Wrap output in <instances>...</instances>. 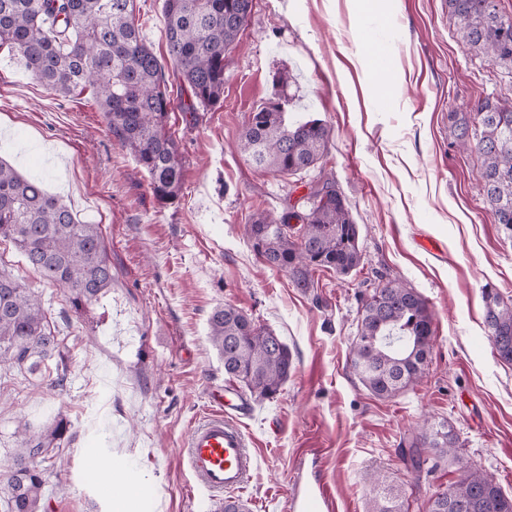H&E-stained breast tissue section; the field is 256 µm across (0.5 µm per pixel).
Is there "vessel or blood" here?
<instances>
[{"label": "vessel or blood", "mask_w": 512, "mask_h": 512, "mask_svg": "<svg viewBox=\"0 0 512 512\" xmlns=\"http://www.w3.org/2000/svg\"><path fill=\"white\" fill-rule=\"evenodd\" d=\"M212 408L193 423L183 443V455L196 483L211 498L244 490L259 460L238 424L253 406L230 388L213 391ZM290 512H334L335 504L320 479H298L289 496Z\"/></svg>", "instance_id": "1"}]
</instances>
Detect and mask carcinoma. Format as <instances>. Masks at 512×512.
I'll use <instances>...</instances> for the list:
<instances>
[{"mask_svg": "<svg viewBox=\"0 0 512 512\" xmlns=\"http://www.w3.org/2000/svg\"><path fill=\"white\" fill-rule=\"evenodd\" d=\"M253 0H164L166 47L174 74L190 94L186 112L224 100L226 54L252 11ZM135 0H0V48L19 55L26 70L58 95L89 88L106 127L148 178L157 203L179 198L185 165L168 125L174 106L165 66L134 24ZM465 48L512 63V17L498 0H448ZM288 100L274 99L251 113L239 149L258 166L287 175L315 167L330 129L319 119L288 121ZM449 133L481 159L483 195L504 237L512 240V106L489 98L471 112L448 113ZM253 250L270 267L288 273L303 290L320 269L347 276L361 263L359 227L335 186L312 187L301 203L277 218L258 212L245 225ZM13 244L25 264L47 283L67 291L74 312L112 287V265L97 224H82L39 181L0 159V240ZM484 324L496 356L512 364V300L482 288ZM208 338L224 374L256 400L276 397L295 368L288 345L230 303L213 308ZM434 342L433 315L414 288L388 282L360 301L348 363L372 395L386 399L417 384ZM56 360L55 383L67 372L66 346L38 296L19 276L0 267V367L34 374ZM7 476L0 480V512H46L50 467L72 438L63 417L37 431L14 432ZM456 435L440 422L417 435L413 448L452 455ZM370 512H404L403 492L372 480ZM429 512H512L494 477L468 464Z\"/></svg>", "mask_w": 512, "mask_h": 512, "instance_id": "obj_1", "label": "carcinoma"}]
</instances>
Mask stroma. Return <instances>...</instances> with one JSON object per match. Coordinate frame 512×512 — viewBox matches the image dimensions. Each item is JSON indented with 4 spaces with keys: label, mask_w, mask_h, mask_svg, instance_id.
<instances>
[{
    "label": "stroma",
    "mask_w": 512,
    "mask_h": 512,
    "mask_svg": "<svg viewBox=\"0 0 512 512\" xmlns=\"http://www.w3.org/2000/svg\"><path fill=\"white\" fill-rule=\"evenodd\" d=\"M135 21L165 56L163 0H136ZM372 44L389 58L385 73L365 61ZM169 89L185 180L178 203L163 208L90 92L52 93L0 49V158L101 225L112 263L111 288L80 316L62 288L23 269L69 350V371L58 387L40 374L0 380V479L18 424L63 416L76 437L55 459L47 512H112L84 474L95 448L141 489L133 512H223L194 485L181 446L209 412L213 385L228 381L207 337L212 309L226 302L295 359L279 395L240 421L259 457L239 495L246 512H287L302 470L318 471L337 512H368L374 473L404 490L407 512H428L463 461L512 495V365L487 338L482 298L489 283L512 299V241L485 202L474 152L448 131L449 113L479 99L512 105V66L467 51L444 0H382L374 11L354 0H253L226 58L223 104L184 112L186 90L174 77ZM278 94L331 129L317 167L292 176L236 149L249 115ZM323 181L360 228L362 263L346 277L316 272L304 292L256 255L244 227ZM393 280L427 300L434 346L416 386L380 399L347 361L361 296ZM430 415L458 443L455 458L421 476L404 449Z\"/></svg>",
    "instance_id": "1"
}]
</instances>
